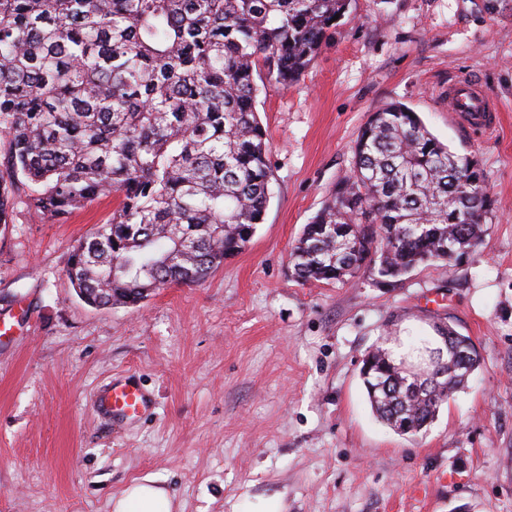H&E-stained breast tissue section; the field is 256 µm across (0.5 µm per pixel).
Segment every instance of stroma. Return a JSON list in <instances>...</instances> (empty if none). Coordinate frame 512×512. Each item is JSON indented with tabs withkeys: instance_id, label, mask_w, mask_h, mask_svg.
Segmentation results:
<instances>
[{
	"instance_id": "stroma-1",
	"label": "stroma",
	"mask_w": 512,
	"mask_h": 512,
	"mask_svg": "<svg viewBox=\"0 0 512 512\" xmlns=\"http://www.w3.org/2000/svg\"><path fill=\"white\" fill-rule=\"evenodd\" d=\"M469 76L496 105L493 130L449 110V84ZM391 101L479 159L495 222L461 264L298 281L293 242ZM257 109L273 198L204 283L88 306L65 271L116 198L64 221L17 201L0 234V512H111L146 476L175 512H512V13L354 0L301 78L261 87ZM438 321L470 337L480 367L412 439L375 417L360 368L388 337ZM132 373L151 413L99 416L98 391Z\"/></svg>"
}]
</instances>
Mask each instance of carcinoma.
<instances>
[{
	"instance_id": "1",
	"label": "carcinoma",
	"mask_w": 512,
	"mask_h": 512,
	"mask_svg": "<svg viewBox=\"0 0 512 512\" xmlns=\"http://www.w3.org/2000/svg\"><path fill=\"white\" fill-rule=\"evenodd\" d=\"M352 0H0V230L15 188L67 219L101 196L118 204L80 243L66 276L98 306L136 305L172 284H201L243 251L273 178L258 82L291 86ZM339 19H334V16ZM496 216L479 161L450 151L417 113L390 102L369 114L349 174L289 253L302 282H342L373 268L398 281L448 264ZM444 348L418 337L420 362L376 346L360 371L373 414L415 437L480 366L467 336Z\"/></svg>"
}]
</instances>
